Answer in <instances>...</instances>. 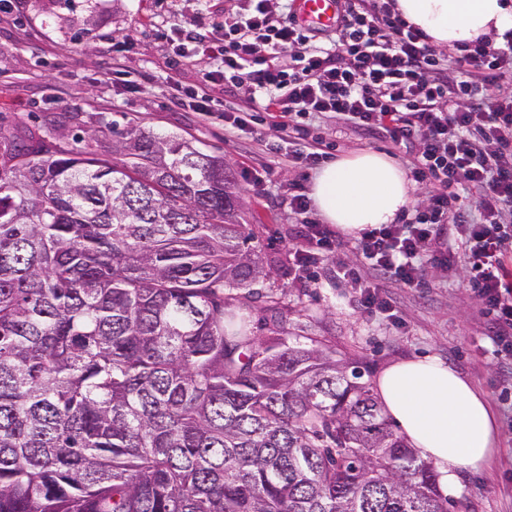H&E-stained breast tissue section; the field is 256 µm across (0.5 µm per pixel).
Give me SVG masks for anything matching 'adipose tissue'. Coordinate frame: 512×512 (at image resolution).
<instances>
[{"mask_svg":"<svg viewBox=\"0 0 512 512\" xmlns=\"http://www.w3.org/2000/svg\"><path fill=\"white\" fill-rule=\"evenodd\" d=\"M393 8L439 49L479 37L502 46L512 31V0H394ZM310 197L326 223L349 235L394 223L412 201L404 169L373 151L323 165ZM376 390L386 416L438 466L447 488H454L458 469L478 470L489 462L496 440L492 409L450 366L429 357L399 361L381 372Z\"/></svg>","mask_w":512,"mask_h":512,"instance_id":"1","label":"adipose tissue"}]
</instances>
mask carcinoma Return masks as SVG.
I'll list each match as a JSON object with an SVG mask.
<instances>
[{
  "label": "carcinoma",
  "instance_id": "obj_1",
  "mask_svg": "<svg viewBox=\"0 0 512 512\" xmlns=\"http://www.w3.org/2000/svg\"><path fill=\"white\" fill-rule=\"evenodd\" d=\"M0 152V512H448L356 354L226 319L270 275L224 159Z\"/></svg>",
  "mask_w": 512,
  "mask_h": 512
}]
</instances>
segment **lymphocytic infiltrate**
I'll return each instance as SVG.
<instances>
[{
    "label": "lymphocytic infiltrate",
    "instance_id": "lymphocytic-infiltrate-1",
    "mask_svg": "<svg viewBox=\"0 0 512 512\" xmlns=\"http://www.w3.org/2000/svg\"><path fill=\"white\" fill-rule=\"evenodd\" d=\"M237 2L220 36L172 29L175 55L202 65L195 111H212L209 84L246 88L281 133L272 152L306 168L324 147L308 126L325 112L396 145L418 144L411 177L429 190L422 211L362 230L355 247L382 282L406 288L423 287L424 265L467 261L488 336L501 364H511L512 39L492 49L479 38L446 57L389 6L338 0L334 35L322 45L320 29L274 16L269 0ZM286 52L293 65L284 70L274 60ZM288 207L301 218L299 268L343 247L331 225L309 219L304 194L289 195Z\"/></svg>",
    "mask_w": 512,
    "mask_h": 512
}]
</instances>
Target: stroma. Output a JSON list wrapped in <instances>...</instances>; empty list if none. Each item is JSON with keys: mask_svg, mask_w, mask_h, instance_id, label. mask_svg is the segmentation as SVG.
Segmentation results:
<instances>
[{"mask_svg": "<svg viewBox=\"0 0 512 512\" xmlns=\"http://www.w3.org/2000/svg\"><path fill=\"white\" fill-rule=\"evenodd\" d=\"M236 11L234 0H18L11 13H0V133L38 130L72 150L80 148L84 129L134 125L223 158L243 193L241 223L259 225L263 251L275 261L271 276L255 285V297L225 289L227 306L247 315L253 333L264 336V299L277 298L288 330L359 354L370 384L388 365L418 356L453 367L488 400L497 444L483 469L458 470L449 512L465 501L472 512H512V377L487 336L467 269L427 266L423 287L391 286L395 318L368 315L357 288L329 279L336 262L362 264L354 246L297 271L293 230L300 218L289 211L288 197L309 194L315 172L270 152L277 132L266 113H255L254 132L232 136L222 110L203 118L194 112L200 65L173 64L170 26L192 21L218 29ZM311 132L330 143V158L374 150L412 167V151L341 120L319 119Z\"/></svg>", "mask_w": 512, "mask_h": 512, "instance_id": "stroma-1", "label": "stroma"}]
</instances>
